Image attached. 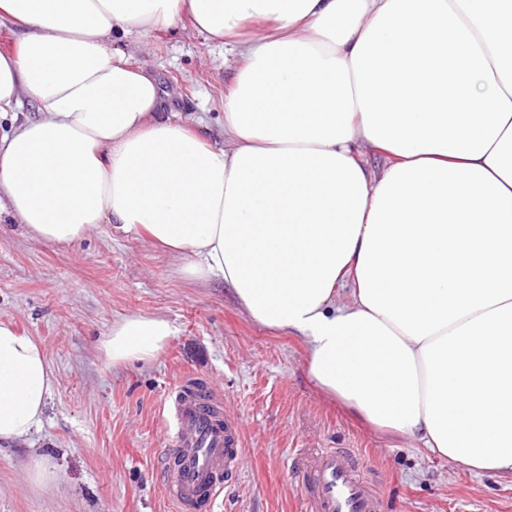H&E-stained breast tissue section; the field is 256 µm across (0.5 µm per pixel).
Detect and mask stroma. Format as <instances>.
Wrapping results in <instances>:
<instances>
[{"mask_svg":"<svg viewBox=\"0 0 512 512\" xmlns=\"http://www.w3.org/2000/svg\"><path fill=\"white\" fill-rule=\"evenodd\" d=\"M224 46L172 29L155 33L143 58L165 94L164 109L202 122L220 139V98L234 76ZM160 315L175 334L148 364L112 366L98 345L127 315ZM41 340L57 382L43 430L0 446V512H175L163 479L162 403L180 380L217 387L246 433L241 475L210 512H301L298 476L322 448L360 456L381 512H512V477L474 475L377 434L310 382L305 347L252 322L223 283L191 284L152 244L106 233L47 245L0 223V320ZM33 455L57 470L33 491Z\"/></svg>","mask_w":512,"mask_h":512,"instance_id":"obj_1","label":"stroma"}]
</instances>
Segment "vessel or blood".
Returning <instances> with one entry per match:
<instances>
[{"mask_svg":"<svg viewBox=\"0 0 512 512\" xmlns=\"http://www.w3.org/2000/svg\"><path fill=\"white\" fill-rule=\"evenodd\" d=\"M169 446L163 457L167 494L177 512H206L225 476L241 468L245 432L214 388L188 381L166 408ZM306 512H381L380 496L350 452L327 448L301 477Z\"/></svg>","mask_w":512,"mask_h":512,"instance_id":"b4317fda","label":"vessel or blood"}]
</instances>
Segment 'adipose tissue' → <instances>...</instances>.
Here are the masks:
<instances>
[{"label": "adipose tissue", "instance_id": "ef3b65f1", "mask_svg": "<svg viewBox=\"0 0 512 512\" xmlns=\"http://www.w3.org/2000/svg\"><path fill=\"white\" fill-rule=\"evenodd\" d=\"M184 25L235 58L220 145L134 58ZM1 26L0 223L148 241L302 338L345 410L512 476V0H0ZM174 334L131 315L98 349L149 363ZM55 383L0 320V444L42 427Z\"/></svg>", "mask_w": 512, "mask_h": 512}]
</instances>
